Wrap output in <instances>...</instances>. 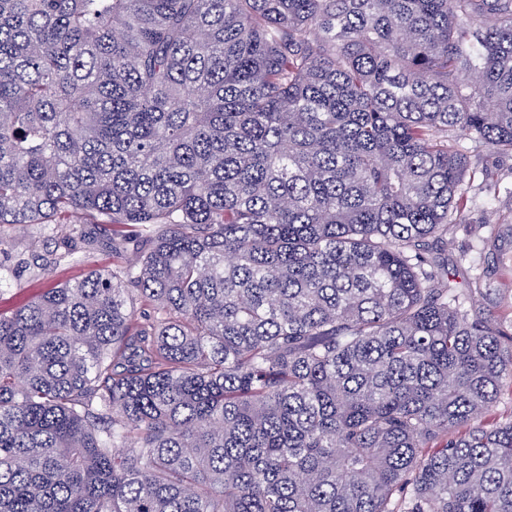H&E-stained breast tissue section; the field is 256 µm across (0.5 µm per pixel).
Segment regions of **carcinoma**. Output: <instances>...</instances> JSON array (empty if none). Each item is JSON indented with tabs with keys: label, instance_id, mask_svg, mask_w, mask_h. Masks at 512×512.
Here are the masks:
<instances>
[{
	"label": "carcinoma",
	"instance_id": "cac0c4a2",
	"mask_svg": "<svg viewBox=\"0 0 512 512\" xmlns=\"http://www.w3.org/2000/svg\"><path fill=\"white\" fill-rule=\"evenodd\" d=\"M465 140L512 0H0V228L113 258L0 311V512H512Z\"/></svg>",
	"mask_w": 512,
	"mask_h": 512
}]
</instances>
